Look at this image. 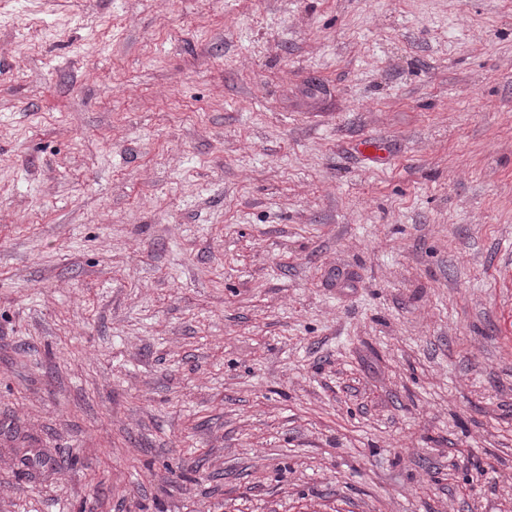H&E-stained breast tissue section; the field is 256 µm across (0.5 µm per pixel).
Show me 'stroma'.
Masks as SVG:
<instances>
[{
  "label": "stroma",
  "instance_id": "obj_1",
  "mask_svg": "<svg viewBox=\"0 0 512 512\" xmlns=\"http://www.w3.org/2000/svg\"><path fill=\"white\" fill-rule=\"evenodd\" d=\"M0 512H512V0H0Z\"/></svg>",
  "mask_w": 512,
  "mask_h": 512
}]
</instances>
